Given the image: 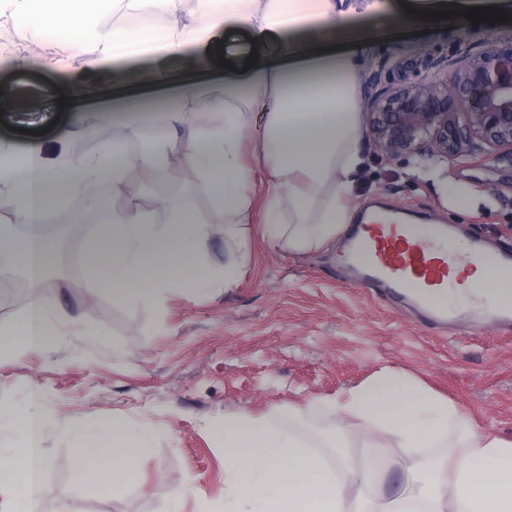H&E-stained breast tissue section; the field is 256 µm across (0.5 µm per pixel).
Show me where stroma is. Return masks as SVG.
<instances>
[{
  "mask_svg": "<svg viewBox=\"0 0 512 512\" xmlns=\"http://www.w3.org/2000/svg\"><path fill=\"white\" fill-rule=\"evenodd\" d=\"M358 26L388 27L389 34L359 52V91L368 99L380 62L434 54L448 58L459 29L400 26L406 8L423 0H379L366 9L350 0ZM22 24L0 14V139L18 148L40 144L45 153L99 147L84 126L117 136L107 111L122 96L89 97L60 105L58 88H121V76L142 68L139 59L88 70V47L59 46L51 37H25ZM359 148L363 166L355 180V214L378 207L417 216L425 224L461 227L466 238L512 243V161L451 167L412 175L400 161L383 159L369 140ZM188 171L131 170L128 181L142 210L166 223L162 202L187 191ZM268 183L256 171L251 206L240 226L251 260L230 288L222 282L198 291L176 290L160 305L113 301L106 285L85 271L62 272L54 291L69 313L55 347L42 354L17 350L0 356V406L23 407L30 387L41 393L42 448L49 467L41 506L46 512H200L202 503L224 506V446L214 434L225 419L256 424L276 418L291 429L294 412L341 432L354 454L364 438L357 420L312 407L316 397L341 394L382 366L422 382L448 398L475 429L512 441V333L492 323L463 321L440 328L423 321L404 298L381 283L366 282L346 263L344 239L319 251L290 253L272 246L264 231ZM106 341L91 346L89 334ZM143 433L149 450L137 462V479L110 495L79 486L70 473L78 429L109 432L113 418ZM196 491L182 496L187 477Z\"/></svg>",
  "mask_w": 512,
  "mask_h": 512,
  "instance_id": "1",
  "label": "stroma"
}]
</instances>
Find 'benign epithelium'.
Instances as JSON below:
<instances>
[{
	"mask_svg": "<svg viewBox=\"0 0 512 512\" xmlns=\"http://www.w3.org/2000/svg\"><path fill=\"white\" fill-rule=\"evenodd\" d=\"M453 82L425 75L432 62L395 60L377 75L366 135L382 158L414 169L460 165L478 155L512 160V42L475 48L462 34L448 56Z\"/></svg>",
	"mask_w": 512,
	"mask_h": 512,
	"instance_id": "obj_1",
	"label": "benign epithelium"
}]
</instances>
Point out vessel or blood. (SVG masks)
Segmentation results:
<instances>
[{"label": "vessel or blood", "mask_w": 512, "mask_h": 512, "mask_svg": "<svg viewBox=\"0 0 512 512\" xmlns=\"http://www.w3.org/2000/svg\"><path fill=\"white\" fill-rule=\"evenodd\" d=\"M354 236L353 258L364 265L369 277L401 294L427 298L447 286L458 262L456 256L438 249L435 239L415 236L410 225L384 213H370Z\"/></svg>", "instance_id": "b4317fda"}]
</instances>
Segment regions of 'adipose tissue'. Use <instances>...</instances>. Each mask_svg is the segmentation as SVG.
<instances>
[{"mask_svg":"<svg viewBox=\"0 0 512 512\" xmlns=\"http://www.w3.org/2000/svg\"><path fill=\"white\" fill-rule=\"evenodd\" d=\"M21 17L30 34H52L62 45L92 50L90 65L120 59L142 49L155 63L139 74L149 87L171 86L175 106L163 109L161 136L148 116L131 109L122 129L138 136L137 149L106 140L97 152L77 156L59 148L46 156L34 145L19 150L0 140V183L11 191L0 197V275L21 272L28 282L27 308L14 324L0 328V352H51L54 322L65 316L48 286L54 244L45 217L87 186L107 188L126 198L124 208L96 206L88 218L96 229L83 253L90 275L104 281L113 299L159 303L171 290H194L206 281L232 286L249 263L247 243L238 239L237 217L250 203L253 161L266 169L270 192L265 233L276 247L295 252L323 248L349 224L352 184L361 165L363 116L356 81V53L372 44L373 32L351 27L345 0H200L193 24L179 17L182 0H0ZM235 24L254 32L257 61L231 57L246 70L245 88L205 87L199 72L173 73L170 56L186 46L210 44L215 31ZM322 31L321 39L267 44L271 32ZM221 113L217 125L201 118ZM265 116L263 135L251 142L248 115ZM176 163L194 175L215 213L230 216L225 237L238 240V253L224 266L205 259L208 225L190 197L168 199L169 219L156 226L144 214L126 173L147 166L165 172ZM288 222H281V213ZM20 224L22 235L11 227ZM441 248L460 257L441 301L460 300L491 307L512 302V279L499 276L493 261L466 264L469 245L440 239ZM337 415L359 420L368 438L387 434L407 449L412 465L404 491L380 502L373 491L379 468L342 452L341 436L307 440L274 424L225 420L216 432L224 445L225 512H512V441L477 433L447 398L431 393L416 379L383 367L343 396L321 399ZM21 423L24 444L0 459V495L11 512H40L47 460L41 449L44 420L36 405L11 411ZM71 479L97 481L108 493L126 489L135 476L145 437L122 419L112 421L110 444L99 447L95 432L81 433Z\"/></svg>","mask_w":512,"mask_h":512,"instance_id":"obj_1","label":"adipose tissue"}]
</instances>
